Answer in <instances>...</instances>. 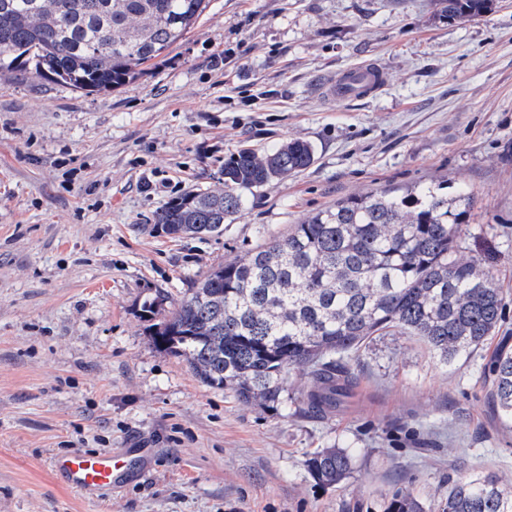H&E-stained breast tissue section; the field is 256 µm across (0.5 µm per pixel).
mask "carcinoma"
<instances>
[{"instance_id": "carcinoma-1", "label": "carcinoma", "mask_w": 512, "mask_h": 512, "mask_svg": "<svg viewBox=\"0 0 512 512\" xmlns=\"http://www.w3.org/2000/svg\"><path fill=\"white\" fill-rule=\"evenodd\" d=\"M210 0H0V73L27 69L74 89L109 91L179 45ZM450 19L482 16L492 0H440ZM314 148L294 138L224 160V187L162 207L168 235L224 231L247 195L307 168ZM471 195L424 183L350 196L309 216L282 238L210 269L177 308L152 325L153 342L182 358L203 383L259 406L282 403L292 368L312 378L300 400L314 413L338 407L355 377L349 363L378 336L424 342L452 364L484 346L504 322V297L458 237ZM490 397L512 428V351L492 356ZM306 467L323 485L351 476L343 448L314 452ZM387 512H423L407 490ZM440 512H512V483L493 472L448 488Z\"/></svg>"}]
</instances>
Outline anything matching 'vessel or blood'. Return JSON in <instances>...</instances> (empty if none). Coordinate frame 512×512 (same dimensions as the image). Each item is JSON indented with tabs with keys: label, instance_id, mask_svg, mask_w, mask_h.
Returning <instances> with one entry per match:
<instances>
[{
	"label": "vessel or blood",
	"instance_id": "1",
	"mask_svg": "<svg viewBox=\"0 0 512 512\" xmlns=\"http://www.w3.org/2000/svg\"><path fill=\"white\" fill-rule=\"evenodd\" d=\"M384 82V72L376 64L366 63L343 71L326 87L331 97H356L371 94ZM52 471L62 477L74 491L84 492L112 487L127 470V460L121 452H73L53 456Z\"/></svg>",
	"mask_w": 512,
	"mask_h": 512
}]
</instances>
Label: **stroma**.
I'll return each instance as SVG.
<instances>
[{"instance_id": "1", "label": "stroma", "mask_w": 512, "mask_h": 512, "mask_svg": "<svg viewBox=\"0 0 512 512\" xmlns=\"http://www.w3.org/2000/svg\"><path fill=\"white\" fill-rule=\"evenodd\" d=\"M385 72L362 98L325 85ZM291 138L314 161L249 197L218 236L175 238L166 203L221 188L224 160ZM447 182L471 192L459 236L493 249L505 322L443 365L421 341L381 336L352 364L348 405L268 409L202 383L154 345L146 300L169 313L212 267L285 236L336 201ZM512 347V0L451 20L437 0H211L136 82L88 94L0 75V512H386L409 489L438 512L449 484L512 479V431L494 414L490 356ZM355 458L322 485L305 461ZM145 456L107 490L78 494L53 455ZM383 83V70L374 63H366L336 75L327 85L326 93L335 98L364 96L378 90ZM306 467L319 483L333 485L351 476L354 461L346 449L322 448L306 460Z\"/></svg>"}]
</instances>
